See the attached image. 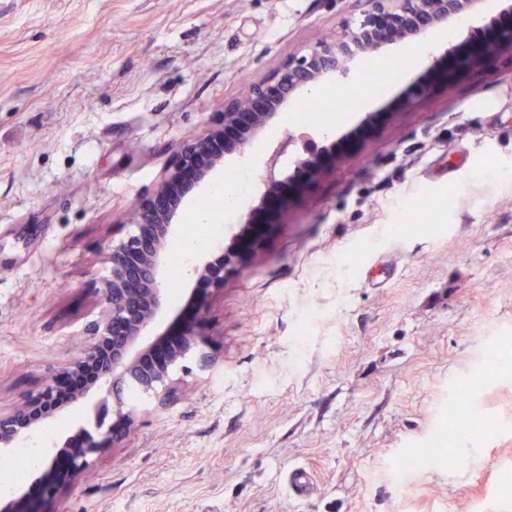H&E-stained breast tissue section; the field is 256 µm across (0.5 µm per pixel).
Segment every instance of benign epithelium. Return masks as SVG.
I'll return each instance as SVG.
<instances>
[{
	"instance_id": "7a95c632",
	"label": "benign epithelium",
	"mask_w": 512,
	"mask_h": 512,
	"mask_svg": "<svg viewBox=\"0 0 512 512\" xmlns=\"http://www.w3.org/2000/svg\"><path fill=\"white\" fill-rule=\"evenodd\" d=\"M365 2L367 8L343 20L336 34L317 38L302 52L288 57L272 74L254 82L248 93L224 99L218 119L180 147L174 167L127 214L125 238L104 252L111 275L99 288L98 312L84 323L83 347L59 361L52 377L35 392L10 408H0L1 459L11 456L23 438L43 426L41 408L56 401L58 381L78 375L89 365L96 371L98 389L112 397L116 420L125 424L132 422L140 405L163 407L171 402L175 376L188 370L186 362L207 370L211 359L203 349L204 338L193 330L184 331L161 354L153 353L164 340L163 335H154V324L169 305L165 278L168 246L179 231L176 218L184 216L189 198L210 184L228 157H243L265 141L290 104L306 101L330 81L350 79L358 61L381 55L391 44H420L450 23L473 18L485 0ZM505 50L512 52V26L498 29L489 41L469 43L465 52L491 74L496 57ZM323 137L321 130L290 131L272 153L260 155L264 190L256 207H262L274 189V169L285 145L298 140L314 144ZM291 162L299 172L307 170L314 177L324 173L311 157L297 155ZM232 262L233 256L227 253L218 265H195L193 274L218 287L224 282V268ZM107 415L106 411L96 412V431L83 425L70 439L72 453L66 470L59 469L58 457L49 449L43 450L40 475L19 489L11 512H32L35 500L78 484L93 463L118 443L120 435L114 423H106Z\"/></svg>"
}]
</instances>
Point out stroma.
<instances>
[{"mask_svg":"<svg viewBox=\"0 0 512 512\" xmlns=\"http://www.w3.org/2000/svg\"><path fill=\"white\" fill-rule=\"evenodd\" d=\"M355 0H0V407L81 344L122 221L225 98L333 31ZM389 45L385 89L280 165L241 174L234 232L160 331L214 359L37 512H512V53L445 74ZM482 423L447 433L448 407ZM437 443V460L398 463ZM314 475L301 501L288 467ZM233 262V256L224 254V260L220 265L211 263L197 264L193 267V274L200 280H205L215 287L224 282V268Z\"/></svg>","mask_w":512,"mask_h":512,"instance_id":"obj_1","label":"stroma"}]
</instances>
